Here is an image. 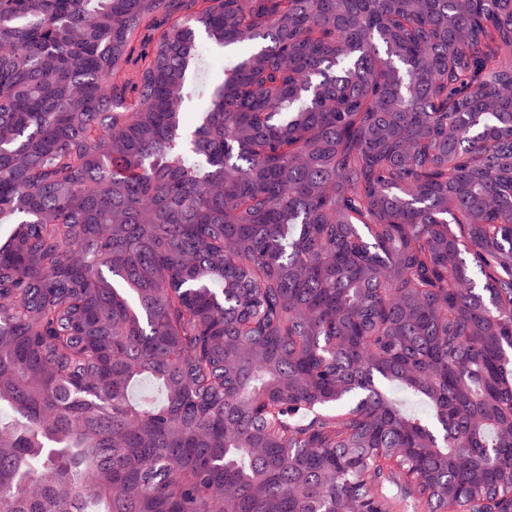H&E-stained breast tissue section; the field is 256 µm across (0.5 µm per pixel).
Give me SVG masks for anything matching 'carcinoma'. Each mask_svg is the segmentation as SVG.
I'll return each instance as SVG.
<instances>
[{"mask_svg": "<svg viewBox=\"0 0 512 512\" xmlns=\"http://www.w3.org/2000/svg\"><path fill=\"white\" fill-rule=\"evenodd\" d=\"M421 6L0 0V512L512 497V0ZM205 49L199 57V66L195 80L199 83H218L224 74V66L235 56L225 48L205 43ZM384 498L390 505L391 512H416L417 494L402 477L386 482ZM402 506L401 508H399Z\"/></svg>", "mask_w": 512, "mask_h": 512, "instance_id": "1", "label": "carcinoma"}]
</instances>
